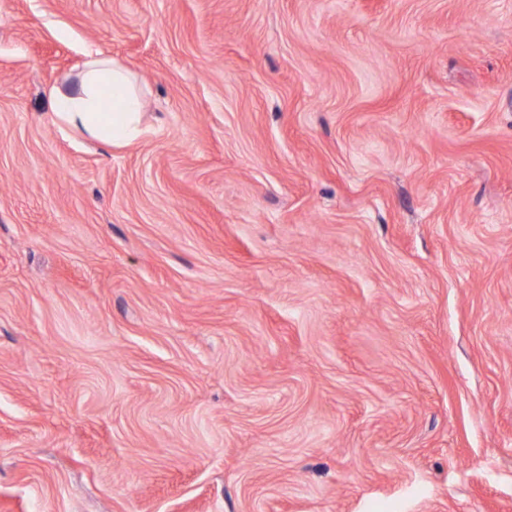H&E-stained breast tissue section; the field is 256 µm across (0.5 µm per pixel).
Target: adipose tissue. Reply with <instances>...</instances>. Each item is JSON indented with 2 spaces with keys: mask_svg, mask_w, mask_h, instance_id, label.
<instances>
[{
  "mask_svg": "<svg viewBox=\"0 0 512 512\" xmlns=\"http://www.w3.org/2000/svg\"><path fill=\"white\" fill-rule=\"evenodd\" d=\"M111 111H104V100ZM53 113L59 125L79 131L86 138L114 146L139 140L145 133L142 103L132 74L118 62L90 55L77 84L69 90H54Z\"/></svg>",
  "mask_w": 512,
  "mask_h": 512,
  "instance_id": "ef3b65f1",
  "label": "adipose tissue"
}]
</instances>
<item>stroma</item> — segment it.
Here are the masks:
<instances>
[{
	"mask_svg": "<svg viewBox=\"0 0 512 512\" xmlns=\"http://www.w3.org/2000/svg\"><path fill=\"white\" fill-rule=\"evenodd\" d=\"M0 512H512V0H0ZM51 95L59 125L90 140L122 146L146 133L133 76L113 59L90 54L77 84L66 91L55 89ZM106 97L112 102V112H104Z\"/></svg>",
	"mask_w": 512,
	"mask_h": 512,
	"instance_id": "stroma-1",
	"label": "stroma"
}]
</instances>
